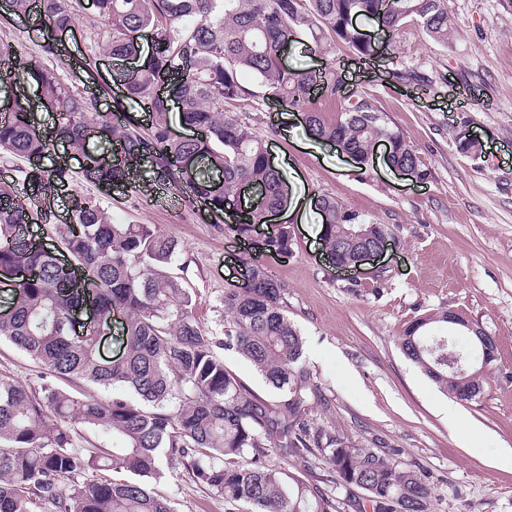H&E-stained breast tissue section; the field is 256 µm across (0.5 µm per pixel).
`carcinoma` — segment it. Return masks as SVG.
Segmentation results:
<instances>
[{
  "label": "carcinoma",
  "instance_id": "1",
  "mask_svg": "<svg viewBox=\"0 0 512 512\" xmlns=\"http://www.w3.org/2000/svg\"><path fill=\"white\" fill-rule=\"evenodd\" d=\"M77 0H10L11 14H34L44 25L67 28ZM104 27L93 31L94 48L112 55V80L123 85L112 111L104 83L98 95L78 90L62 77L70 63L58 45L41 52L58 59L61 71L44 69L33 58H18L0 43V57L19 59L0 69V83L15 86L0 120V154L20 156L16 180L0 183V284L11 292V314L0 319L3 337L52 378L82 382L112 392L110 398L84 395L53 383L40 390L0 378V512H33L35 501L53 512H174L151 482L162 463L176 459L196 481L244 512H339L342 502L307 480L268 462V450L310 470L318 456L343 487L360 489L371 512H431L432 489L423 468L398 460L394 448H369L316 425L313 407L321 392L302 362L303 339L288 319L284 286L268 272L266 257L285 263L295 251L290 227L279 224L266 236L263 253L242 259L247 283L224 292L229 328L206 331L192 311L193 294L170 266L178 240L147 224H115L96 201L73 189L66 168L47 165L53 143L84 158L86 177L105 188H132L135 167L148 162L158 182L190 203L203 200L208 212L232 214L227 229L248 238L265 216L288 206V187L267 157V144L231 113L256 97L242 81L252 75L267 88V99L305 115L306 130L349 157L363 158L382 140L393 165L412 168L420 179L428 168L405 135L362 93L341 98L333 66L321 72L286 68L287 46L339 44L358 59L377 58L392 44L369 40L353 19L376 20L396 36L416 24L433 42L448 44V0H94ZM154 33L146 68L131 72L126 62L139 53L134 34ZM167 81V95L155 93ZM40 90L38 107L56 115L47 135L26 100L27 86ZM193 131L173 135L169 102ZM134 103L149 114L142 126L118 113ZM339 105L334 121L325 107ZM104 137L109 154L88 150ZM197 166L187 168L186 158ZM244 183L257 202L235 210ZM68 198L65 221L47 201ZM321 239L331 258L352 264L387 229L346 208L333 197L316 198ZM43 224L66 254L28 240L25 228ZM91 307L96 321L76 331L78 310ZM123 312L124 355L99 357L101 336L111 329L112 312ZM448 322L444 312L410 325L399 346L403 354L445 392L459 400V376L448 371V353L467 363L469 348L448 336L429 337L426 326ZM247 360L276 390L271 401L245 385L224 364V352ZM84 428L112 433V448H74ZM112 468L118 477L87 483L89 470Z\"/></svg>",
  "mask_w": 512,
  "mask_h": 512
}]
</instances>
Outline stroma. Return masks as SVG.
Wrapping results in <instances>:
<instances>
[{"label":"stroma","instance_id":"35a3bbf8","mask_svg":"<svg viewBox=\"0 0 512 512\" xmlns=\"http://www.w3.org/2000/svg\"><path fill=\"white\" fill-rule=\"evenodd\" d=\"M451 29L439 45L411 25L395 39L394 56L362 63L340 46L308 54L287 48L288 66L335 67L348 92L365 94L390 127L407 137L430 175L415 181L382 156L358 167L335 147L309 139L303 115L260 100L237 118L267 140L296 211L281 219L296 238L285 263L269 273L285 287L288 317L304 341V362L328 399L314 421L361 445L398 449L402 460L429 475L434 512H512V8L503 0H448ZM92 0L56 39L73 60L90 52ZM481 154L461 150L463 136ZM51 161L66 165L75 190L100 201L114 222L147 224L176 238L171 270L194 294L193 313L206 331L223 333L225 290L241 287L240 261L249 251L200 203L174 199L150 168H140L137 192L108 193L82 174L83 159L55 145ZM335 197L348 209L385 225L391 246L376 265L358 271L329 265L319 245L320 217L312 198ZM453 310L496 339L497 357L485 391L455 401L408 360L398 346L408 325ZM0 376L40 388L39 368L0 342ZM459 417L449 420L448 403ZM270 463L320 480L325 491L356 512L363 493L331 483L324 462L301 471L271 451ZM156 491L175 512H238L179 462L163 466Z\"/></svg>","mask_w":512,"mask_h":512}]
</instances>
